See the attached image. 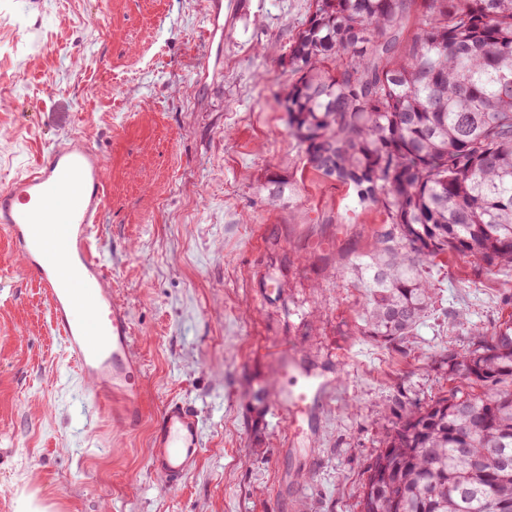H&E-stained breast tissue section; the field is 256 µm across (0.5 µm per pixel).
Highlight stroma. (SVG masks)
Here are the masks:
<instances>
[{"label":"stroma","mask_w":512,"mask_h":512,"mask_svg":"<svg viewBox=\"0 0 512 512\" xmlns=\"http://www.w3.org/2000/svg\"><path fill=\"white\" fill-rule=\"evenodd\" d=\"M233 2L210 44L207 0H0V188L56 142L102 153L97 246L143 362L140 425L92 413L0 234V512L29 495L44 512H358L402 405L447 393L471 325L512 321V268L448 255L400 346L358 332L349 261L387 216L305 165L282 106L314 0ZM293 365L326 383L298 436L272 413ZM173 398L202 442L176 490L149 462Z\"/></svg>","instance_id":"35a3bbf8"}]
</instances>
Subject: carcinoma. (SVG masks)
Segmentation results:
<instances>
[{
  "instance_id": "1",
  "label": "carcinoma",
  "mask_w": 512,
  "mask_h": 512,
  "mask_svg": "<svg viewBox=\"0 0 512 512\" xmlns=\"http://www.w3.org/2000/svg\"><path fill=\"white\" fill-rule=\"evenodd\" d=\"M281 59L305 163L379 205L351 261L359 332L396 345L426 317L437 257L512 267V0H314ZM448 353L466 386L383 436L360 512H512V322Z\"/></svg>"
}]
</instances>
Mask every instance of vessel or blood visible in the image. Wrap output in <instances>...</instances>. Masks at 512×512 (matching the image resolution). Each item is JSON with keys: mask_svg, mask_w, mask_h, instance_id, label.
<instances>
[{"mask_svg": "<svg viewBox=\"0 0 512 512\" xmlns=\"http://www.w3.org/2000/svg\"><path fill=\"white\" fill-rule=\"evenodd\" d=\"M105 206V162L89 144L55 146L28 174L0 189V233L5 234L24 270L47 301L51 326L79 373L91 384L95 405L110 408L114 397L125 404L117 418L136 426L141 408V365L132 350L126 309L105 285V266L92 245ZM69 268L68 285L59 281ZM301 387L278 389L275 414L289 426L310 415L322 384L308 368L300 369ZM199 419L178 400L168 401L153 431L150 467L167 487L181 486L201 456Z\"/></svg>", "mask_w": 512, "mask_h": 512, "instance_id": "b4317fda", "label": "vessel or blood"}]
</instances>
